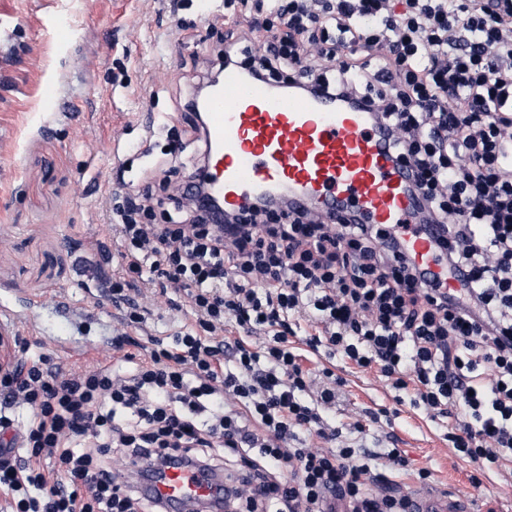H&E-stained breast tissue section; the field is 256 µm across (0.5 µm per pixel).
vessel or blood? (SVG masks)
Masks as SVG:
<instances>
[{
    "instance_id": "vessel-or-blood-1",
    "label": "vessel or blood",
    "mask_w": 512,
    "mask_h": 512,
    "mask_svg": "<svg viewBox=\"0 0 512 512\" xmlns=\"http://www.w3.org/2000/svg\"><path fill=\"white\" fill-rule=\"evenodd\" d=\"M203 120L210 189L223 199L225 213L240 214L257 195L288 187L293 205L379 225L402 238L417 265L445 276L434 250L438 229L419 226L417 197L368 109L327 96L278 94L228 67ZM223 493L222 482L182 464L166 469L145 490L164 512H184L187 503ZM412 510L475 512V503L442 489L414 497Z\"/></svg>"
}]
</instances>
